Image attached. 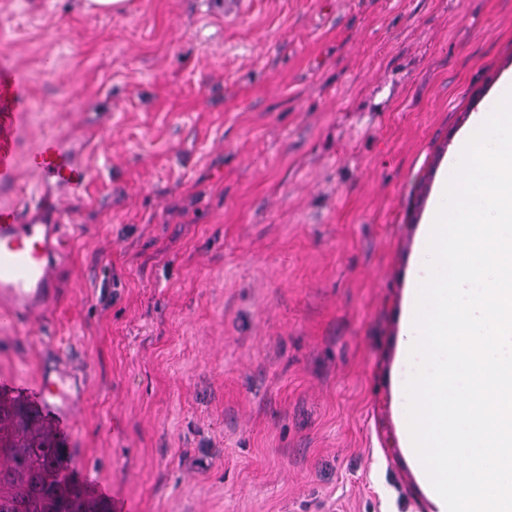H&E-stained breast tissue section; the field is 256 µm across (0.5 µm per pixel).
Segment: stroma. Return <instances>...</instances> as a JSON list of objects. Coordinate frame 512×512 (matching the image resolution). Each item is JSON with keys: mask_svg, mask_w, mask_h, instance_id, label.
<instances>
[{"mask_svg": "<svg viewBox=\"0 0 512 512\" xmlns=\"http://www.w3.org/2000/svg\"><path fill=\"white\" fill-rule=\"evenodd\" d=\"M248 2L0 0L21 157L54 136L89 175L0 184L75 218L52 313L0 328V374L67 375L62 467L95 471L103 512H430L396 337L445 161L506 91L512 0ZM38 413L0 395L1 470Z\"/></svg>", "mask_w": 512, "mask_h": 512, "instance_id": "35a3bbf8", "label": "stroma"}]
</instances>
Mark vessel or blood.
Wrapping results in <instances>:
<instances>
[{
    "mask_svg": "<svg viewBox=\"0 0 512 512\" xmlns=\"http://www.w3.org/2000/svg\"><path fill=\"white\" fill-rule=\"evenodd\" d=\"M29 104L26 84L9 67H0V184L13 182L20 159L14 124ZM43 182L85 189L87 172L54 138L40 141L27 159ZM45 225L12 206H0V325L30 328L51 313L45 300L53 293ZM42 410L59 418L65 429L74 426V406L63 381L40 377L34 385Z\"/></svg>",
    "mask_w": 512,
    "mask_h": 512,
    "instance_id": "b4317fda",
    "label": "vessel or blood"
}]
</instances>
